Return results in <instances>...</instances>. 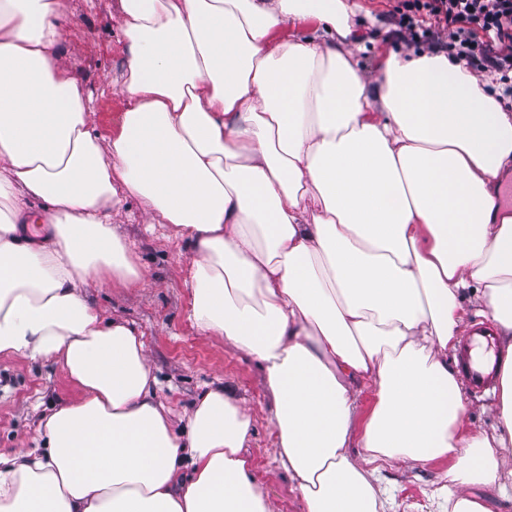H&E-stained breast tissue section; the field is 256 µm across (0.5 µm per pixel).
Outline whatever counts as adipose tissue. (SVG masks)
Listing matches in <instances>:
<instances>
[{"label":"adipose tissue","instance_id":"obj_1","mask_svg":"<svg viewBox=\"0 0 512 512\" xmlns=\"http://www.w3.org/2000/svg\"><path fill=\"white\" fill-rule=\"evenodd\" d=\"M117 8L129 106L105 146L60 56L62 0H0V354L59 363L83 391L46 418L43 453L0 455V512H269L241 403L209 390L178 431L138 332L83 294L141 280L112 224L121 192L190 247L191 325L261 363L307 512H385L384 465L440 458L448 512H489L468 488L512 446V216L494 195L512 113L443 52L365 76L345 0ZM302 18L310 36L272 39ZM33 200L50 244L19 231ZM473 284L500 391L497 427L468 435L448 353Z\"/></svg>","mask_w":512,"mask_h":512}]
</instances>
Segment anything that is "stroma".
Returning <instances> with one entry per match:
<instances>
[{
	"label": "stroma",
	"instance_id": "stroma-1",
	"mask_svg": "<svg viewBox=\"0 0 512 512\" xmlns=\"http://www.w3.org/2000/svg\"><path fill=\"white\" fill-rule=\"evenodd\" d=\"M352 2L357 9L350 22L364 45L356 58L360 70L370 74L385 53L407 49L397 34L398 2ZM65 4L57 20L61 52L91 97L94 115L89 130L105 144L119 132L126 109L123 97L112 89L125 64L122 23L114 0H65ZM117 209L113 222L136 255L142 281L132 288L109 279L94 282L85 288L86 298L104 318L127 322L142 334L157 380L156 394L176 417H184L214 387L238 398L253 420L248 448L251 477L266 495L271 512H305L294 480L275 461L272 406L265 394L262 366L225 345L223 338L199 333L188 321L191 257L184 244L169 239L163 228L143 224L139 199L121 197ZM81 396V389L60 365L0 355V454L42 447L45 416ZM449 466L448 459L441 458L384 468L380 488L388 512H446L443 488Z\"/></svg>",
	"mask_w": 512,
	"mask_h": 512
}]
</instances>
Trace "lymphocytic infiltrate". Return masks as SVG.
Masks as SVG:
<instances>
[{"instance_id": "f902f5d3", "label": "lymphocytic infiltrate", "mask_w": 512, "mask_h": 512, "mask_svg": "<svg viewBox=\"0 0 512 512\" xmlns=\"http://www.w3.org/2000/svg\"><path fill=\"white\" fill-rule=\"evenodd\" d=\"M396 12L404 42L449 50L512 98V0H400Z\"/></svg>"}]
</instances>
